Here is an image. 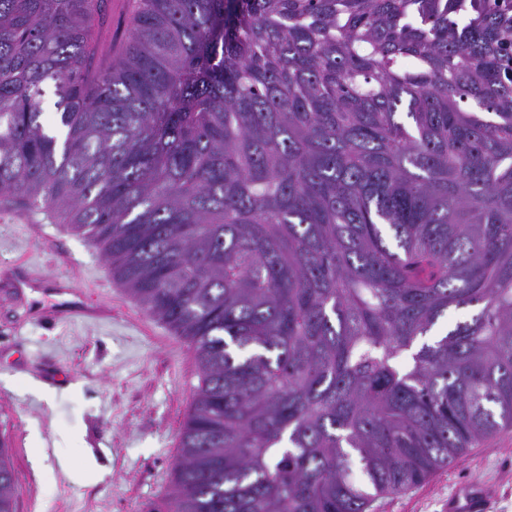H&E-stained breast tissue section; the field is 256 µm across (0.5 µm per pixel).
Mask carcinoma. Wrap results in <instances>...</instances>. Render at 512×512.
Listing matches in <instances>:
<instances>
[{
	"mask_svg": "<svg viewBox=\"0 0 512 512\" xmlns=\"http://www.w3.org/2000/svg\"><path fill=\"white\" fill-rule=\"evenodd\" d=\"M110 16L0 0V197L193 349L165 512H372L512 428V0H135L106 60Z\"/></svg>",
	"mask_w": 512,
	"mask_h": 512,
	"instance_id": "carcinoma-1",
	"label": "carcinoma"
}]
</instances>
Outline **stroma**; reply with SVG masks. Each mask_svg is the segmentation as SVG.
Listing matches in <instances>:
<instances>
[{"instance_id": "obj_1", "label": "stroma", "mask_w": 512, "mask_h": 512, "mask_svg": "<svg viewBox=\"0 0 512 512\" xmlns=\"http://www.w3.org/2000/svg\"><path fill=\"white\" fill-rule=\"evenodd\" d=\"M198 384L193 350L62 215L0 208V440L13 450L15 512H155ZM465 482L497 486L490 512H512V429L373 512H445Z\"/></svg>"}]
</instances>
